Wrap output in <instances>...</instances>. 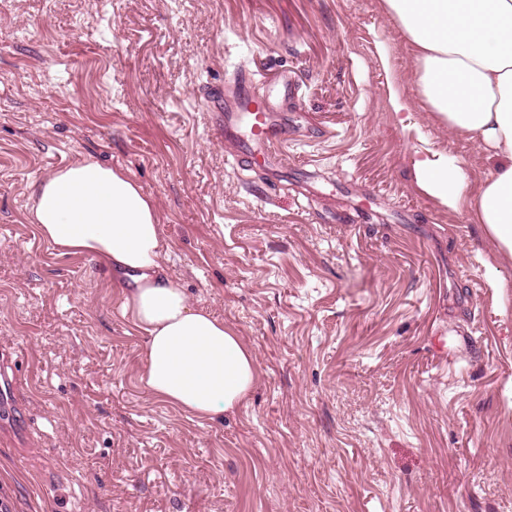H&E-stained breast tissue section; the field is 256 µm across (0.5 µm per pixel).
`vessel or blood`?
<instances>
[{"label":"vessel or blood","instance_id":"obj_1","mask_svg":"<svg viewBox=\"0 0 512 512\" xmlns=\"http://www.w3.org/2000/svg\"><path fill=\"white\" fill-rule=\"evenodd\" d=\"M282 129L280 114L246 89L241 90L233 111L216 115L215 130L232 143L236 157L270 170L285 159Z\"/></svg>","mask_w":512,"mask_h":512}]
</instances>
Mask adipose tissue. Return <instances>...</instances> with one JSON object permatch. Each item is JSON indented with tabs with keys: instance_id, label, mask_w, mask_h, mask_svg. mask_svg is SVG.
I'll return each mask as SVG.
<instances>
[{
	"instance_id": "adipose-tissue-1",
	"label": "adipose tissue",
	"mask_w": 512,
	"mask_h": 512,
	"mask_svg": "<svg viewBox=\"0 0 512 512\" xmlns=\"http://www.w3.org/2000/svg\"><path fill=\"white\" fill-rule=\"evenodd\" d=\"M384 5L406 36L418 97L490 163L474 185L446 154L423 155L413 162L415 185L450 211L468 208L495 258L512 261V0ZM31 201V222L57 252L89 256L130 279L123 307L146 336L147 391L209 420L246 401L259 377L251 349L167 274L159 214L134 180L87 158L35 183Z\"/></svg>"
}]
</instances>
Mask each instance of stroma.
I'll return each mask as SVG.
<instances>
[{
  "label": "stroma",
  "mask_w": 512,
  "mask_h": 512,
  "mask_svg": "<svg viewBox=\"0 0 512 512\" xmlns=\"http://www.w3.org/2000/svg\"><path fill=\"white\" fill-rule=\"evenodd\" d=\"M381 43L413 94L382 0H0V424L26 429L0 433V512H512V262L411 182L419 150L486 163L390 110ZM242 75L286 118L279 169L213 133L206 90ZM84 157L141 187L190 302L252 350L236 413L147 392L111 270L30 224Z\"/></svg>",
  "instance_id": "35a3bbf8"
}]
</instances>
